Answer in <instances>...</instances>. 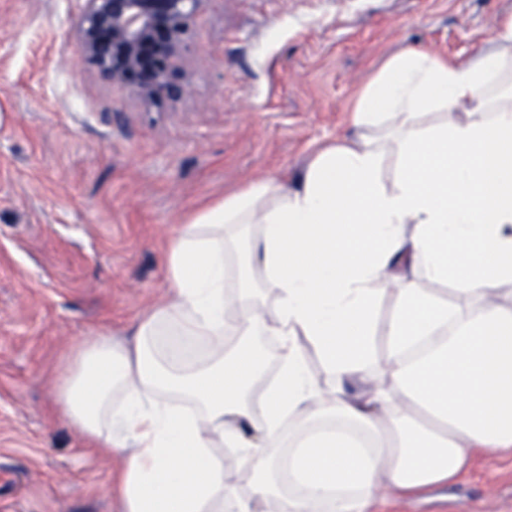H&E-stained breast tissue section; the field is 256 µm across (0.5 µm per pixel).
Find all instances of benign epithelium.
I'll return each instance as SVG.
<instances>
[{"mask_svg": "<svg viewBox=\"0 0 512 512\" xmlns=\"http://www.w3.org/2000/svg\"><path fill=\"white\" fill-rule=\"evenodd\" d=\"M82 2L75 35L102 78L150 106L185 93L190 22L203 0Z\"/></svg>", "mask_w": 512, "mask_h": 512, "instance_id": "obj_1", "label": "benign epithelium"}]
</instances>
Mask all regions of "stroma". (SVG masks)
I'll return each instance as SVG.
<instances>
[{"label":"stroma","instance_id":"obj_1","mask_svg":"<svg viewBox=\"0 0 512 512\" xmlns=\"http://www.w3.org/2000/svg\"><path fill=\"white\" fill-rule=\"evenodd\" d=\"M79 0H0V512H119L117 450L52 416L77 344L127 340L169 302L164 253L188 217L248 181L292 185L357 136V93L407 47L492 50L512 0H203L185 95L112 87L74 35ZM386 512H512V455Z\"/></svg>","mask_w":512,"mask_h":512}]
</instances>
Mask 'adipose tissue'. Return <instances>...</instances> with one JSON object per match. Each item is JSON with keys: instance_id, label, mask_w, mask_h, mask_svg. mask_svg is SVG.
Masks as SVG:
<instances>
[{"instance_id": "ef3b65f1", "label": "adipose tissue", "mask_w": 512, "mask_h": 512, "mask_svg": "<svg viewBox=\"0 0 512 512\" xmlns=\"http://www.w3.org/2000/svg\"><path fill=\"white\" fill-rule=\"evenodd\" d=\"M493 41L469 62L397 53L355 100L360 136L321 147L294 187L251 181L203 209L166 251L170 301L128 344L100 336L69 352L51 409L121 451V512H370L379 476L413 495L458 479L474 452H512V303L497 301L512 296V18ZM431 112L441 122L422 124ZM245 224L265 280L230 300L228 244ZM415 270L454 282L466 307ZM378 331L390 383L349 397ZM259 336L278 341L268 385ZM223 447L249 493L226 482Z\"/></svg>"}]
</instances>
